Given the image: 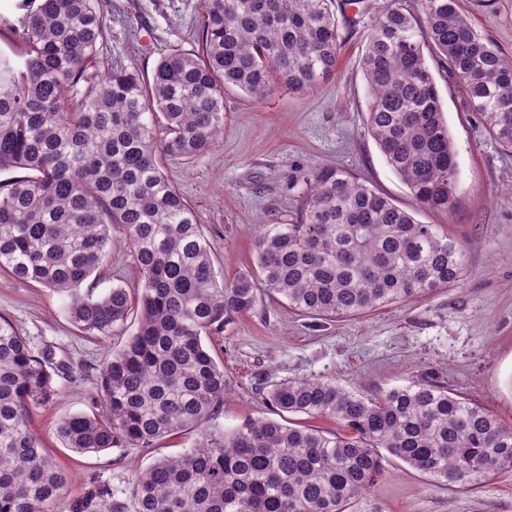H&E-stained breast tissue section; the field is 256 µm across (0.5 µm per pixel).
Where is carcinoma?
I'll use <instances>...</instances> for the list:
<instances>
[{
    "instance_id": "carcinoma-1",
    "label": "carcinoma",
    "mask_w": 512,
    "mask_h": 512,
    "mask_svg": "<svg viewBox=\"0 0 512 512\" xmlns=\"http://www.w3.org/2000/svg\"><path fill=\"white\" fill-rule=\"evenodd\" d=\"M97 0H41L0 53V269L66 294L70 319L106 336L136 310L125 345L99 368V414L60 420L79 454L148 448L206 422L228 383L203 344L234 314L275 295L333 320L423 297L460 280V246L342 170L317 172L299 220L268 224L255 267L226 287L196 212L164 174V155L194 159L224 137V88L254 99L304 94L336 71L335 0H203L201 44L163 57L151 79L90 71L103 37ZM422 17L391 0L372 26L361 68L365 128L415 203L448 213L455 150L425 52L463 84L488 134L512 149V58L478 35L458 0H421ZM166 138L154 136V117ZM142 276L136 303L121 286L78 287L109 256L110 228ZM51 353L0 317V512H354L397 459L451 490H477L512 470V427L429 378L375 397L326 379L267 387L281 413L334 419L339 433L248 421L157 460L113 497L94 478L72 490L31 429L57 391Z\"/></svg>"
}]
</instances>
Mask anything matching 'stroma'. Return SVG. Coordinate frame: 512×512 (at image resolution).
Masks as SVG:
<instances>
[{"label": "stroma", "instance_id": "stroma-1", "mask_svg": "<svg viewBox=\"0 0 512 512\" xmlns=\"http://www.w3.org/2000/svg\"><path fill=\"white\" fill-rule=\"evenodd\" d=\"M390 0H360L339 14L343 40L336 72L303 95L276 91L257 101L224 92V138L192 163L163 157L164 173L194 207L225 281L255 262L254 241L266 224L295 222L315 173L336 167L367 182L393 202L432 224L463 249L465 273L448 288L360 315L315 319L277 298L236 315L204 338L224 367L229 389L203 425L159 438L149 448H111L77 454L64 448L59 419L92 412L100 389L98 367L136 328L135 319L103 338L84 335L69 318L64 294L0 271V316L21 330L35 350L53 352L67 365L55 375L53 403L32 412L42 446L72 476H91L128 496L135 475L157 459L183 452L204 436L249 419L279 418L262 398L271 381L328 379L368 396L429 377L447 385L512 427V153L487 134L460 81L433 73L452 136L457 190L453 211L417 207L407 186L364 129L367 84L359 61L366 36ZM472 28L503 54L512 55V0H460ZM105 18L94 63L104 73L119 67L151 77L176 50H194L202 33V0H97ZM120 285L137 294L141 277L132 253L113 249L106 264L79 287L100 296ZM359 512H512V472L476 491H450L394 460Z\"/></svg>", "mask_w": 512, "mask_h": 512}]
</instances>
